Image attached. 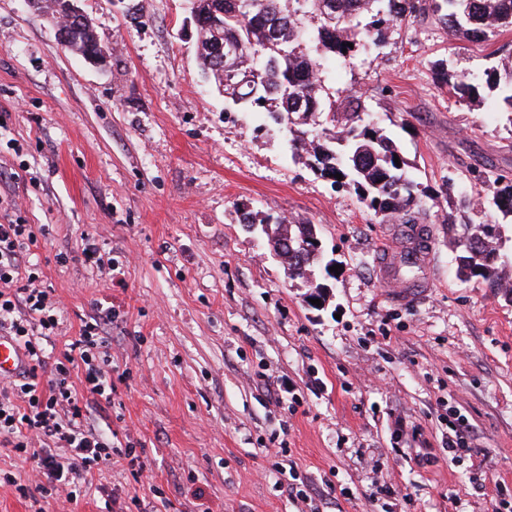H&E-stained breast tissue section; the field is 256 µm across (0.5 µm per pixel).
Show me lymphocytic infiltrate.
I'll return each mask as SVG.
<instances>
[{
	"label": "lymphocytic infiltrate",
	"mask_w": 512,
	"mask_h": 512,
	"mask_svg": "<svg viewBox=\"0 0 512 512\" xmlns=\"http://www.w3.org/2000/svg\"><path fill=\"white\" fill-rule=\"evenodd\" d=\"M38 243L33 225L0 224V335L10 337L24 360L14 378L0 385V447L29 460L22 477L4 474L19 498L52 492L79 506L81 474L107 466L123 449L140 466L133 440L117 446L90 422L91 406L111 401L112 355L105 335L111 315L83 321L64 350L54 351L61 302L30 260Z\"/></svg>",
	"instance_id": "1"
}]
</instances>
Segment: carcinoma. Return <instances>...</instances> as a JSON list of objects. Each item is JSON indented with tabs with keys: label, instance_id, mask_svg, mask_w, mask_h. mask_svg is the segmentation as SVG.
<instances>
[{
	"label": "carcinoma",
	"instance_id": "cac0c4a2",
	"mask_svg": "<svg viewBox=\"0 0 512 512\" xmlns=\"http://www.w3.org/2000/svg\"><path fill=\"white\" fill-rule=\"evenodd\" d=\"M200 10L215 22L197 31V59L201 71L215 85L222 83L225 66L259 70L255 85H226L224 92L238 99L237 108L262 113L276 123L298 115L300 128L292 131L295 156L338 188L351 189L382 222L417 224L420 221L418 183L400 156L399 147L384 131L364 122L361 99L350 95L343 113L336 102L322 96L324 66L350 59L365 41L380 47L389 28L423 11L422 0H292L284 9L282 0H198ZM432 12L454 37L484 39L512 28V0H432ZM319 19L315 50L302 46L301 28L305 16ZM98 42L92 24L70 32L68 43L76 50ZM353 47H348V44ZM439 81L452 96L479 102L484 92L496 94L501 108L512 112V63L484 71V78L472 80L451 74L439 65ZM325 116L326 126L313 136L301 126ZM399 155L400 163L394 162ZM342 175L337 179L336 175ZM493 201L502 218H512V178L499 175L492 182ZM275 230L292 240L315 232L311 224H287L278 219ZM459 274L478 278L501 288L497 265L499 226L494 221L468 224L457 238ZM322 257L307 255L303 261L288 258V267L298 278L306 272L319 273ZM505 288V287H503ZM512 296V287L505 288Z\"/></svg>",
	"mask_w": 512,
	"mask_h": 512
}]
</instances>
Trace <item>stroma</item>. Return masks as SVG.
Masks as SVG:
<instances>
[{"label": "stroma", "instance_id": "stroma-1", "mask_svg": "<svg viewBox=\"0 0 512 512\" xmlns=\"http://www.w3.org/2000/svg\"><path fill=\"white\" fill-rule=\"evenodd\" d=\"M81 6L105 65L0 0V224L42 228L63 339L113 308L117 380L96 422L130 433L152 473L136 481L113 455L79 512H106L115 490L156 512H492L496 484L512 489V300L458 277L446 221L495 213L482 178L512 176V118L493 96L451 97L435 68L482 76L512 30L453 39L426 12L324 76L323 96H359L426 191L418 278L433 286L403 303L379 258L409 225L295 159L287 126L229 109L198 66L188 0ZM250 212L315 226L340 266L324 309L244 229ZM85 237L112 277L58 263ZM455 411L473 456L448 452Z\"/></svg>", "mask_w": 512, "mask_h": 512}]
</instances>
